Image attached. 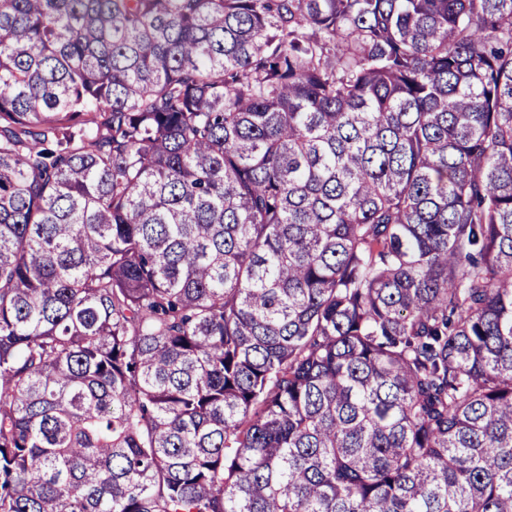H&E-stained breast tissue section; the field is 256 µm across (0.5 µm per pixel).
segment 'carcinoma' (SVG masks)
Listing matches in <instances>:
<instances>
[{
  "instance_id": "cac0c4a2",
  "label": "carcinoma",
  "mask_w": 512,
  "mask_h": 512,
  "mask_svg": "<svg viewBox=\"0 0 512 512\" xmlns=\"http://www.w3.org/2000/svg\"><path fill=\"white\" fill-rule=\"evenodd\" d=\"M0 512H512V0H0Z\"/></svg>"
}]
</instances>
